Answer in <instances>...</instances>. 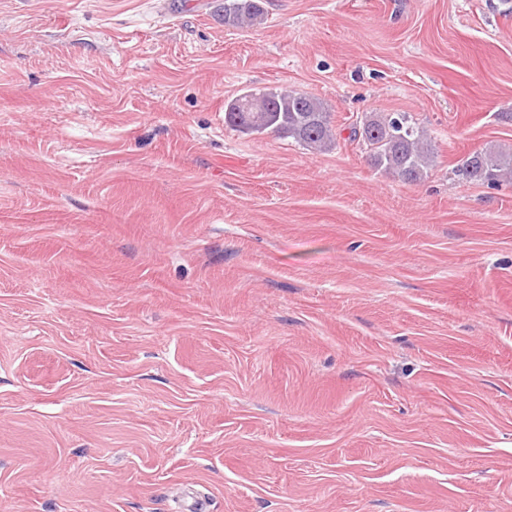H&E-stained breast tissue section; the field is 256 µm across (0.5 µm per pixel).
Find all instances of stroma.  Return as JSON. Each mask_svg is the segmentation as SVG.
<instances>
[{
  "mask_svg": "<svg viewBox=\"0 0 512 512\" xmlns=\"http://www.w3.org/2000/svg\"><path fill=\"white\" fill-rule=\"evenodd\" d=\"M221 2L0 0V512H512V0ZM267 15L262 0H224L221 19L227 26L259 25ZM237 101L235 112H227ZM224 121L228 125L251 133L271 131L312 151H326L336 142V127L331 112L314 97L295 91L245 93L226 106ZM369 150L370 164L378 171L408 183L423 180L435 162L431 137L409 113L365 114L352 128ZM459 171L466 180L499 187L512 181V149L489 145L475 150L463 159Z\"/></svg>",
  "mask_w": 512,
  "mask_h": 512,
  "instance_id": "obj_1",
  "label": "stroma"
}]
</instances>
